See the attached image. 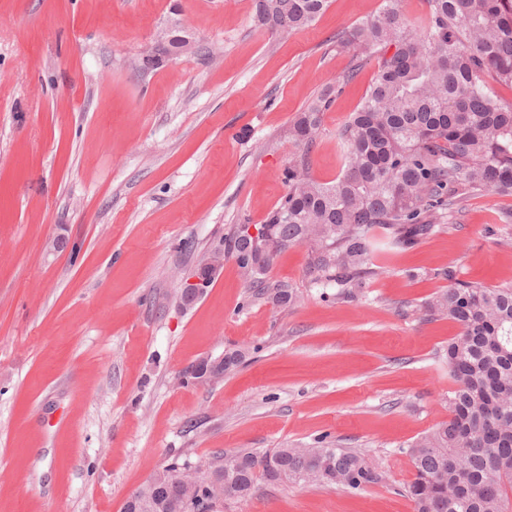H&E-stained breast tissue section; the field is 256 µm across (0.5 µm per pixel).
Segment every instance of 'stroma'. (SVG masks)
<instances>
[{"instance_id": "stroma-1", "label": "stroma", "mask_w": 512, "mask_h": 512, "mask_svg": "<svg viewBox=\"0 0 512 512\" xmlns=\"http://www.w3.org/2000/svg\"><path fill=\"white\" fill-rule=\"evenodd\" d=\"M381 0H331L275 35L253 0H0V512H122L168 464L319 439L382 474L358 492L260 485L223 512H414L404 449L447 421L444 357L460 332L427 319L449 267L512 282V196L471 198L355 301L314 283L306 247L282 253L276 306L234 259L193 306L184 283L238 225L264 223L297 151L288 128L351 55L335 36ZM189 52L150 56L173 34ZM377 71L368 61L325 112L313 175L342 165L336 131ZM67 243L60 251L51 243ZM244 348L216 383L205 355ZM245 352L241 349L227 350L219 357L204 356L199 358L185 373L183 379L195 382L215 383L226 375L233 374L243 363ZM223 364L224 372L219 367Z\"/></svg>"}]
</instances>
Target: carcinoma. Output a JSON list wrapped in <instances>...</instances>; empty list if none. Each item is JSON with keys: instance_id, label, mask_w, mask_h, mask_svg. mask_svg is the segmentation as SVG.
<instances>
[{"instance_id": "carcinoma-1", "label": "carcinoma", "mask_w": 512, "mask_h": 512, "mask_svg": "<svg viewBox=\"0 0 512 512\" xmlns=\"http://www.w3.org/2000/svg\"><path fill=\"white\" fill-rule=\"evenodd\" d=\"M403 0L342 31L336 47L352 52L346 85L375 58L378 70L357 109L336 132L344 164L336 179L317 180L310 154L323 115L341 87H329L298 113L289 136L298 152L285 170L287 192L268 214L270 236L243 229L224 240L248 286L281 306L297 300L287 284L266 276L276 258L303 245L315 282L337 288L336 299L364 293L382 267V243L410 248L433 235L468 198L512 195V105L485 78L512 85V0H426L421 24L409 22ZM255 23L275 34L313 25L328 0H254ZM448 282L426 303L433 319L449 318L460 333L448 342L450 418L404 452L415 470L405 492L414 512H512V283ZM245 352H224V374ZM219 478L231 497L247 499L259 482L303 481L357 491L381 482L364 456L339 446L241 448L220 455ZM204 474L185 484H144L130 512H186Z\"/></svg>"}]
</instances>
